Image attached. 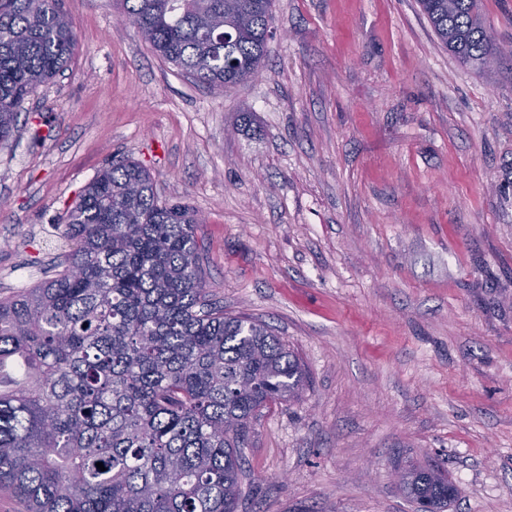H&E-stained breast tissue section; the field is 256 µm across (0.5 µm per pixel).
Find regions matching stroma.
<instances>
[{
  "mask_svg": "<svg viewBox=\"0 0 512 512\" xmlns=\"http://www.w3.org/2000/svg\"><path fill=\"white\" fill-rule=\"evenodd\" d=\"M62 7L74 55L0 143V295L64 252L103 167L141 162L201 216L213 300L308 372L255 423L238 512H415L408 459L448 469L449 512H512V57L460 65L417 0H274L261 75L219 93L113 0Z\"/></svg>",
  "mask_w": 512,
  "mask_h": 512,
  "instance_id": "35a3bbf8",
  "label": "stroma"
}]
</instances>
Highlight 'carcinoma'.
Here are the masks:
<instances>
[{
  "mask_svg": "<svg viewBox=\"0 0 512 512\" xmlns=\"http://www.w3.org/2000/svg\"><path fill=\"white\" fill-rule=\"evenodd\" d=\"M466 66L502 56L479 0H420ZM151 49L209 89L258 75L272 0H119ZM77 44L59 0H0V142ZM198 213L159 201L152 175L103 168L56 224L59 270L0 297V490L24 512H238L258 413L299 399L306 372L267 324L209 298ZM101 462L105 470L97 468ZM398 483L445 512L448 473Z\"/></svg>",
  "mask_w": 512,
  "mask_h": 512,
  "instance_id": "cac0c4a2",
  "label": "carcinoma"
}]
</instances>
